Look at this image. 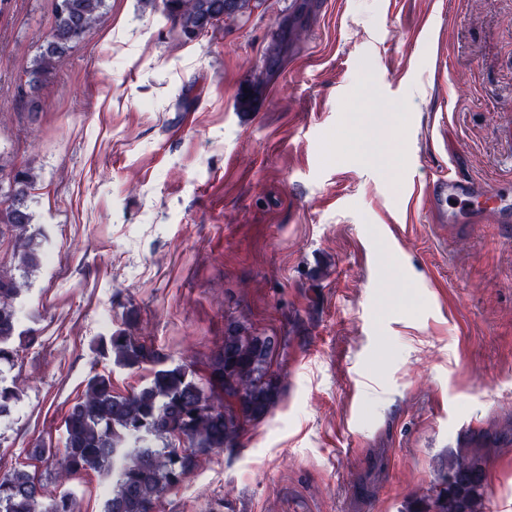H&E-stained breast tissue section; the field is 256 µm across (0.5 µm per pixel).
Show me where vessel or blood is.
<instances>
[{"instance_id":"b4317fda","label":"vessel or blood","mask_w":512,"mask_h":512,"mask_svg":"<svg viewBox=\"0 0 512 512\" xmlns=\"http://www.w3.org/2000/svg\"><path fill=\"white\" fill-rule=\"evenodd\" d=\"M423 194L425 209L442 223L512 222L511 182L483 181L452 171L425 186Z\"/></svg>"}]
</instances>
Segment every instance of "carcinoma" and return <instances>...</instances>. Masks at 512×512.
I'll return each mask as SVG.
<instances>
[{
	"label": "carcinoma",
	"instance_id": "cac0c4a2",
	"mask_svg": "<svg viewBox=\"0 0 512 512\" xmlns=\"http://www.w3.org/2000/svg\"><path fill=\"white\" fill-rule=\"evenodd\" d=\"M257 0H163L164 10L188 40H195L224 18V6L244 14ZM105 7V0H57L55 23L34 57L28 82L37 86L73 44L84 38ZM34 182L30 170L16 169L8 188L0 185V237L10 235L17 270L27 275L41 263L39 244L28 233L27 204ZM16 278L0 274V366L12 365L18 332L12 305ZM117 364L159 365L165 356L124 330L101 340ZM278 344L245 325H230L222 349L203 371L186 365L157 369L149 385L125 396L112 390V379L93 376L84 398L65 418L61 448H38L34 458L53 459L57 477L93 470L112 473V494L104 512H153L167 491L192 474L196 456L214 449L233 450L244 426L263 418L278 398L279 379L271 371ZM19 394L0 377V418L11 414ZM486 474L480 449L448 459L439 472L432 512H483ZM0 512H77L63 494L43 500L42 486L26 470L0 477Z\"/></svg>",
	"mask_w": 512,
	"mask_h": 512
}]
</instances>
